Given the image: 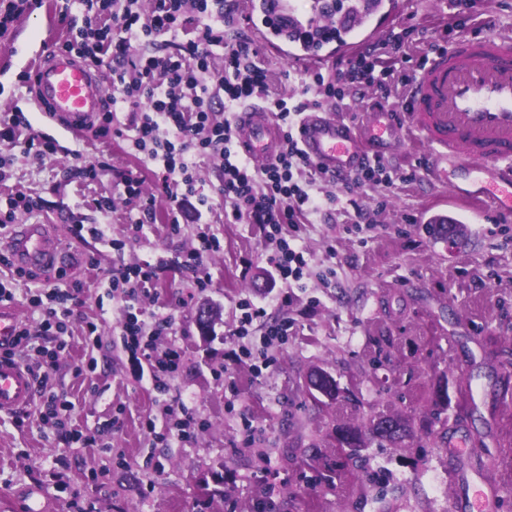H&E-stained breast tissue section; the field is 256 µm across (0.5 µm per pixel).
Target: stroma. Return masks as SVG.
Segmentation results:
<instances>
[{
  "mask_svg": "<svg viewBox=\"0 0 512 512\" xmlns=\"http://www.w3.org/2000/svg\"><path fill=\"white\" fill-rule=\"evenodd\" d=\"M455 2L403 0L393 25L416 29L407 72L417 70L428 45L447 43L446 25L464 23L471 37L484 34L489 20L512 26V0H469L464 10ZM82 21L80 11L63 18L57 0H42L0 36V114L20 113L27 134L52 130L20 75L44 43L64 41ZM55 134L66 151L44 163L0 142L6 164L0 204L25 193L36 207L17 208L16 223L55 225L69 253L66 279L77 287L69 306L77 319L97 323L98 337L86 344L81 325H74L54 383L74 404L73 426L95 432L96 442H69L21 413L0 415V512L34 485L46 488L56 512H257L269 482L276 486L273 512H461L466 480L479 477L496 489L493 512H512V224L469 212L464 243L429 237L421 218L442 207L446 190L427 174L422 144L411 142L405 155L389 161L414 170L413 181L353 191L374 219L373 232L350 233L357 216L343 202L300 225L298 242L312 256L311 269L305 289L291 290L287 304L273 301L281 287L272 280L271 247L258 225L221 222L209 227L222 248L203 261L208 288L169 268L160 271L153 299L128 298L127 305L145 314L172 318L156 344H176L183 367L164 399L114 344L126 304L113 302L108 283L129 264L186 254L200 227L188 217L180 234L170 236L148 224L138 239L112 250L92 229L107 225L123 239L129 208L119 200L106 214L92 199L112 190L122 173H145V165L100 119L80 134ZM75 150L87 159L107 156L111 166L95 183H83ZM330 260L337 275L325 284L320 277ZM48 278L40 272L14 279L0 264L20 320L38 321L30 295L47 287ZM245 296L264 306L269 319L294 324L288 341L274 347L275 364L257 378L224 359L234 346L228 332L236 302ZM204 305L221 313L207 336L196 322ZM381 336L393 339L390 361L375 370L370 360ZM88 363L93 373L80 375ZM317 368L337 380V400L306 394L307 376ZM442 389L448 406L437 415L433 399ZM171 399L184 401L204 423L194 442L164 444L145 428L146 418L164 421ZM381 413L409 420L414 437L398 450L369 443L366 472L349 474L337 453V426L363 425ZM312 442L318 451L309 458L303 451ZM456 446L462 457L452 455ZM206 481L219 482L221 497L202 496Z\"/></svg>",
  "mask_w": 512,
  "mask_h": 512,
  "instance_id": "stroma-1",
  "label": "stroma"
}]
</instances>
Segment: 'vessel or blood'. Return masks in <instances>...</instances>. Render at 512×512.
Wrapping results in <instances>:
<instances>
[{
	"mask_svg": "<svg viewBox=\"0 0 512 512\" xmlns=\"http://www.w3.org/2000/svg\"><path fill=\"white\" fill-rule=\"evenodd\" d=\"M398 0H353L339 12L333 0H314L309 14L292 0H250L248 25L270 52L293 63L321 68L346 59L376 42L396 17ZM337 31L335 39L311 43L314 31ZM37 97L57 117L68 118L67 132L81 131L101 111L107 96L97 72L62 51L46 52L34 74ZM408 109L377 107L355 126L325 108L306 112L297 136L304 154L327 176L354 174L365 162L403 150L405 130L413 128L427 146L426 167L448 186L452 200L480 204L498 224L512 223V32L495 29L460 37L433 52L412 76ZM240 149L259 165L274 162L283 134L264 108L248 105L235 117ZM14 264L37 272L59 263L62 245L51 224L16 225L4 241ZM20 322L0 305V349L11 348ZM32 375L18 359L0 358V413L31 406ZM24 512H54L56 505L39 487L21 497Z\"/></svg>",
	"mask_w": 512,
	"mask_h": 512,
	"instance_id": "b4317fda",
	"label": "vessel or blood"
}]
</instances>
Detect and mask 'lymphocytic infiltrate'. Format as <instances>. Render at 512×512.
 Here are the masks:
<instances>
[{
    "label": "lymphocytic infiltrate",
    "instance_id": "obj_1",
    "mask_svg": "<svg viewBox=\"0 0 512 512\" xmlns=\"http://www.w3.org/2000/svg\"><path fill=\"white\" fill-rule=\"evenodd\" d=\"M144 11L141 0H65V9L79 8L83 24L70 32L58 48L76 58L93 60L112 68L117 91L112 103L134 114L130 123L114 127L115 137L127 140L141 154L154 178L156 190L144 191L145 180L123 174L115 185V196L94 198L102 212L113 209V197H122L137 210L129 219L125 240H112L113 249L124 248L126 240L138 238L144 225L164 221L169 234H179L180 219L187 209L195 213L222 212L228 224L259 225L267 241L276 245L270 256L272 279L286 288L304 285L310 265L308 254L296 243L297 225L309 223L340 200L341 194L365 186H392L411 176L398 173L382 159L371 160L353 177L339 182L337 191L321 188L325 173L303 154L296 135L304 112L324 101L342 102L348 92L376 89L388 99L395 84L407 83L398 72L405 59L410 29L389 32L373 48L357 51L346 59L336 74L305 72L298 93L273 95L265 68L257 64L259 48L251 41L232 40L230 29L237 19L224 0H153ZM224 49V68L212 65L214 47ZM261 102L273 113L284 131L283 149L270 165L254 166L236 149L235 107ZM217 158L223 163L218 197L200 192L197 161ZM168 201L165 216H158L157 195ZM219 238L200 232L196 246L171 263L190 274L197 287L209 285L203 259L219 251ZM157 265L143 263L114 275L110 286L116 298L150 296L156 286ZM57 283L40 289L32 298L41 318L36 325H23L14 342L32 373L37 389L36 414L47 423L66 418L73 404L55 393L50 371L44 370L45 356L65 350L72 312L67 303L71 291ZM239 314L230 331L236 342L227 357L262 375L275 361L273 346L286 342L291 321L266 322V310L250 298L237 302ZM171 324L170 317L144 319L141 312L125 311L120 345L134 361L153 368L151 384L157 396L170 392L167 374L178 371L183 361L176 345L158 350L156 340Z\"/></svg>",
    "mask_w": 512,
    "mask_h": 512
}]
</instances>
